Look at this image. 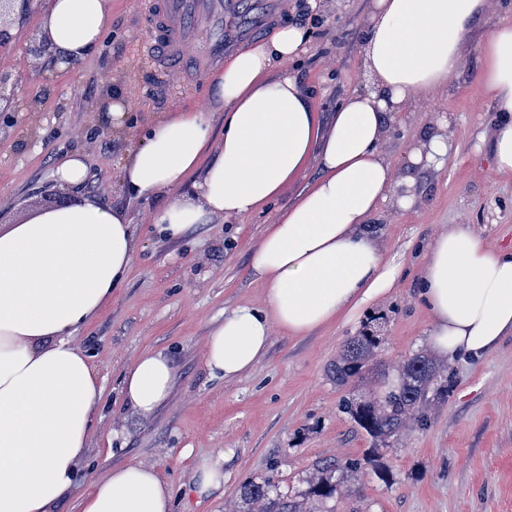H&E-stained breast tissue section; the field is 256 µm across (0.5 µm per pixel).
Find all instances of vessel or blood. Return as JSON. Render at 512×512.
I'll return each mask as SVG.
<instances>
[{"mask_svg":"<svg viewBox=\"0 0 512 512\" xmlns=\"http://www.w3.org/2000/svg\"><path fill=\"white\" fill-rule=\"evenodd\" d=\"M141 6L148 24L145 55L150 64L161 67L167 75L186 59L187 47L195 41L199 29H206L208 39L195 63L212 68L266 28L272 12L281 9L282 4L272 0L269 12L257 16L250 27L232 39L224 33L229 0H142Z\"/></svg>","mask_w":512,"mask_h":512,"instance_id":"b4317fda","label":"vessel or blood"}]
</instances>
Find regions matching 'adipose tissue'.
<instances>
[{
    "instance_id": "adipose-tissue-1",
    "label": "adipose tissue",
    "mask_w": 512,
    "mask_h": 512,
    "mask_svg": "<svg viewBox=\"0 0 512 512\" xmlns=\"http://www.w3.org/2000/svg\"><path fill=\"white\" fill-rule=\"evenodd\" d=\"M491 3L370 0L364 80L326 121L288 72L306 32L280 28L215 74L206 105L170 113L130 152L123 188L136 200L169 195L155 222L172 237L216 219L243 220L317 169L253 246L264 306L225 311L212 327L203 354L211 372L236 378L265 356L273 329L306 336L396 288L402 265L385 257L371 224L388 200L405 209L414 199L397 194L398 171L382 145L391 123L460 76L465 41ZM111 24L112 0H49L41 34L57 55L83 60ZM476 50L485 60L478 81L502 117L493 165L512 174V13L498 16ZM215 112L224 115L217 141ZM455 151L448 136L427 133L407 160L440 167ZM137 253L126 215L94 199L0 225V512H53L73 486L102 385L72 336L111 302ZM419 280L437 355L477 359L512 334V249L488 246L471 225L429 241ZM172 384L170 357L144 351L123 376V401L151 414ZM74 512H173V492L153 468L128 463L91 479Z\"/></svg>"
}]
</instances>
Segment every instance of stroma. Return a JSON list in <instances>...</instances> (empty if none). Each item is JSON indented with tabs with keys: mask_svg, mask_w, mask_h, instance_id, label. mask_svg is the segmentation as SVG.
I'll use <instances>...</instances> for the list:
<instances>
[{
	"mask_svg": "<svg viewBox=\"0 0 512 512\" xmlns=\"http://www.w3.org/2000/svg\"><path fill=\"white\" fill-rule=\"evenodd\" d=\"M47 2L32 0L0 49V71L18 81L10 110L0 112V225L35 208L75 202L77 195L58 188L53 174L58 159L79 153L88 164L82 193L124 211L138 245L111 303L74 338L96 353L104 412L61 512L81 496L86 479L114 465L154 468L173 489L176 512H231L245 483L270 476L298 496L317 465L345 460L357 461V471L336 497L312 501L315 512H512V335L481 358L448 362V396L430 406L427 427L409 428L384 446L340 410L349 391L375 393L377 378L342 387L328 373L344 344L376 321L388 370L429 350L431 316L417 298V282L431 237L466 223L491 247H512V174L493 170L491 145L477 136L491 131L495 114L474 106L486 96L477 82L484 59L476 46L512 0H494L493 13L475 25L464 45L465 75L388 131L384 149L410 178L415 196L411 210L385 206L377 222L385 256L403 262L398 288L350 323L301 337L273 329L260 363L229 381L203 363L208 332L225 310L261 305L264 289L251 273V251L296 189L288 187L240 223L198 224L176 239L159 234L152 215L168 196L131 201L120 177L131 146L169 112L163 96L153 94L154 75L137 52L146 33L136 0H112V25L95 55L36 70L28 49ZM368 6L369 0H315L314 35L289 68L312 87L322 114L357 81ZM110 100L122 104V122H113ZM446 117L455 156L439 169L409 164L420 132L438 130ZM146 350L170 356L173 388L158 409L140 415L126 409L120 385ZM219 453L224 486L198 497L194 467Z\"/></svg>",
	"mask_w": 512,
	"mask_h": 512,
	"instance_id": "1",
	"label": "stroma"
}]
</instances>
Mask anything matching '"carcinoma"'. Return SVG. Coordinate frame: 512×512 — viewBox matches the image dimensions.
Returning <instances> with one entry per match:
<instances>
[{"label":"carcinoma","instance_id":"1","mask_svg":"<svg viewBox=\"0 0 512 512\" xmlns=\"http://www.w3.org/2000/svg\"><path fill=\"white\" fill-rule=\"evenodd\" d=\"M379 347V336L373 330L352 337L329 369L331 377L336 383L346 385L373 373L381 366ZM447 397L445 366L422 352L401 365L397 383L381 385L373 398L353 396L344 401L342 409L371 438L385 441L399 436L410 423L427 426L426 409L430 403ZM353 469L355 462L351 460L317 468L318 476L309 482L307 494L332 497L336 485ZM240 498L246 506L243 512H303L296 498L281 491L270 479L247 483L241 489Z\"/></svg>","mask_w":512,"mask_h":512}]
</instances>
